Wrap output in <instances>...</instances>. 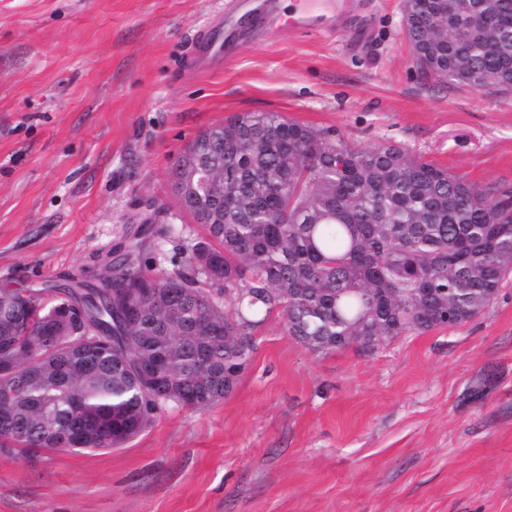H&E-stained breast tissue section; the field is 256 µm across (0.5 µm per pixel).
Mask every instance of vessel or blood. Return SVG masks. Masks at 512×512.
<instances>
[{"label": "vessel or blood", "instance_id": "obj_1", "mask_svg": "<svg viewBox=\"0 0 512 512\" xmlns=\"http://www.w3.org/2000/svg\"><path fill=\"white\" fill-rule=\"evenodd\" d=\"M303 3V10L289 20L290 30L335 29L353 6L352 0H303ZM278 4L279 0H235L231 8L218 15L208 30L192 42L186 57L188 73L206 72L231 58L236 43L247 36L237 21L238 14L260 20L276 12Z\"/></svg>", "mask_w": 512, "mask_h": 512}]
</instances>
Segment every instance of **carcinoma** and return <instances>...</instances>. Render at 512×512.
<instances>
[{"mask_svg": "<svg viewBox=\"0 0 512 512\" xmlns=\"http://www.w3.org/2000/svg\"><path fill=\"white\" fill-rule=\"evenodd\" d=\"M496 25L448 11L409 21L429 74L512 90V0H472ZM180 203L204 234L186 270L142 264L133 251L99 287L0 289V358L18 376L0 408V449L99 451L94 419L120 447L170 407L207 409L230 395L273 314L312 354L359 336H400L466 323L512 272V188L478 185L392 143L364 148L334 128L278 112H241L202 132L178 157ZM224 168V207L206 173Z\"/></svg>", "mask_w": 512, "mask_h": 512, "instance_id": "obj_1", "label": "carcinoma"}]
</instances>
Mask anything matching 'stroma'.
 I'll list each match as a JSON object with an SVG mask.
<instances>
[{"label": "stroma", "instance_id": "obj_1", "mask_svg": "<svg viewBox=\"0 0 512 512\" xmlns=\"http://www.w3.org/2000/svg\"><path fill=\"white\" fill-rule=\"evenodd\" d=\"M228 0H0V288L96 280L142 239L167 272L202 228L170 172L209 127L279 112L512 185V92L425 76L403 0L283 27L189 76ZM170 227L154 236V224ZM234 391L122 447L0 453V512H512V274L467 323L315 355L271 316Z\"/></svg>", "mask_w": 512, "mask_h": 512}]
</instances>
